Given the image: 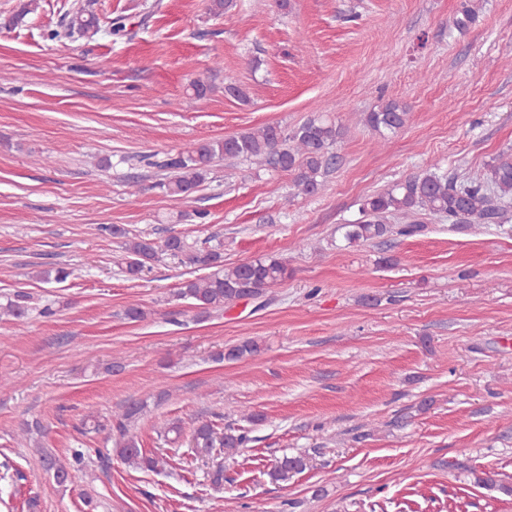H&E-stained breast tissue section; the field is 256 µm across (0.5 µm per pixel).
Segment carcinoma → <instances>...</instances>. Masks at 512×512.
Listing matches in <instances>:
<instances>
[{"instance_id":"obj_1","label":"carcinoma","mask_w":512,"mask_h":512,"mask_svg":"<svg viewBox=\"0 0 512 512\" xmlns=\"http://www.w3.org/2000/svg\"><path fill=\"white\" fill-rule=\"evenodd\" d=\"M481 9V0H468L453 19L454 29L459 32L470 29ZM74 32L95 36L99 32L95 14L86 9L73 13L66 24V34ZM407 120L406 108L395 101L384 102L377 109L360 115V122L383 140L402 129ZM342 135L341 125L319 115L289 130L265 125L236 136L201 141L160 164L165 174L154 187L170 197L186 199L208 179L215 162L244 158L261 167L269 166L288 173L297 193L312 196L325 186L339 164L337 144ZM511 210L512 148H507L496 154L478 177L450 180L447 175L428 169L382 192L366 196L358 203L359 217L340 225L338 231L350 247L391 236L395 220L404 222L401 232L411 233L419 227L423 216L446 218L456 224H505ZM123 249V270L130 279L140 278L160 252L185 265L213 269L207 276L183 281L177 292L178 297L192 301L202 314L222 310L244 298H262L288 278V266L276 257L226 267L220 246L190 243L180 235H170L160 245L148 237L135 236L125 240ZM69 276L70 271L64 267L35 274L38 280L48 284L62 283ZM32 311V296L23 292L14 295L0 308L1 314L16 321L28 318ZM259 351L256 342L245 341L225 352H217L215 359L234 361ZM143 409V404L132 402L119 414L116 455L130 467L161 472L169 465L168 457L144 453L136 436L128 429V423ZM245 441L244 435L231 428L224 430L211 421L199 422L193 428L191 439L195 453L200 457H208L218 448H239ZM41 463L58 485L65 486L72 481L73 472L82 470L84 452L77 449L72 454V461L64 462L44 451ZM308 466L309 460L304 455H284L275 460L268 475L275 482H285L303 473ZM474 479L478 485L512 493V487L503 484L494 471H476Z\"/></svg>"}]
</instances>
